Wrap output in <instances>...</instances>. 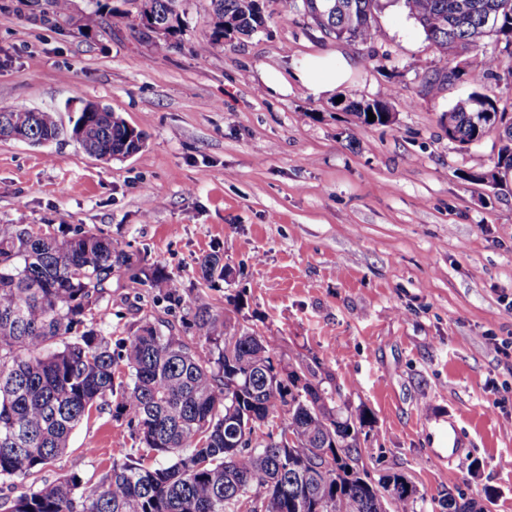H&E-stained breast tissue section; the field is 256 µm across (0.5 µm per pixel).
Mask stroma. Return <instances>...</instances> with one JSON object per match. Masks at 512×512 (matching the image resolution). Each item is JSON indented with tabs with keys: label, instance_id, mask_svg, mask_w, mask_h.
Masks as SVG:
<instances>
[{
	"label": "stroma",
	"instance_id": "obj_1",
	"mask_svg": "<svg viewBox=\"0 0 512 512\" xmlns=\"http://www.w3.org/2000/svg\"><path fill=\"white\" fill-rule=\"evenodd\" d=\"M14 3L0 0V108L97 102L146 135L111 162L70 139H0V224L97 229L181 282L169 310L113 274L104 332L126 335L147 315L191 321L204 294L284 356L318 360L349 415L367 417L365 468L408 477L416 512H444L452 494L512 512V188L476 179L496 130L462 145L440 123L474 91L512 113V53L486 40L493 75L428 92L421 79L444 60L397 6L362 46L265 0V31L212 50L209 0H185L188 25L161 52L135 28L132 0H72L74 13L104 15L91 32L19 17ZM327 54L353 71L317 96L293 73ZM271 72L288 92L268 90ZM352 100L386 101L393 123L355 125ZM213 252L225 277L208 287L199 262ZM137 448L105 409L34 480L97 478Z\"/></svg>",
	"mask_w": 512,
	"mask_h": 512
}]
</instances>
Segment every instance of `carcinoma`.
<instances>
[{"label": "carcinoma", "instance_id": "carcinoma-1", "mask_svg": "<svg viewBox=\"0 0 512 512\" xmlns=\"http://www.w3.org/2000/svg\"><path fill=\"white\" fill-rule=\"evenodd\" d=\"M155 23L165 33L156 49L182 34V0H153ZM337 40L367 44L377 37L381 0H282ZM399 6L441 54L472 53L467 72L480 84L495 59L482 53L493 36L512 52V0H389ZM42 20L70 24V0H50ZM264 0H210L207 44L265 29ZM77 121L94 132L91 156L109 161L140 152L143 132L132 134L105 106ZM448 139L472 144L487 128L503 127L501 146L487 176L502 185L512 177V120L475 91L441 116ZM23 130L31 140H79L53 110L0 109V137ZM122 243L80 228L59 236L51 225L0 224V484L26 479L66 453L82 421L106 406L125 420L138 457L112 460L88 487L63 475L16 496L0 497V512H414L416 493L398 473L373 482L360 466L352 418L338 404L339 390L317 379L302 359L283 361L275 342L247 329L231 331L201 296L187 336L173 322L140 320L117 340L98 328L96 316L112 273L129 266ZM202 279H224L217 254L200 262ZM149 287L171 304L182 285L154 269ZM206 351L199 352V341ZM310 376L296 387V370ZM128 380H122V373ZM280 419L284 426L258 439ZM294 440L279 446L281 436ZM164 457L167 462L154 464Z\"/></svg>", "mask_w": 512, "mask_h": 512}]
</instances>
